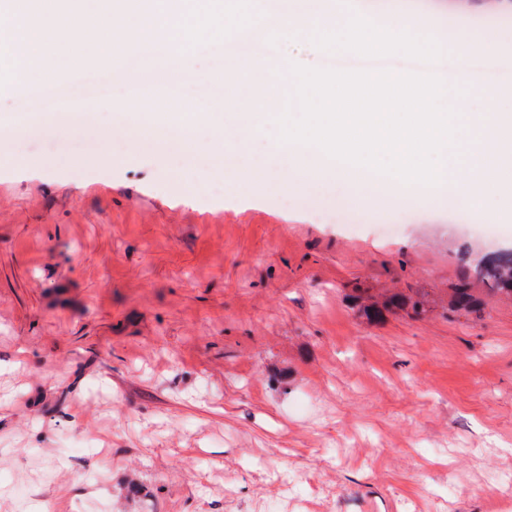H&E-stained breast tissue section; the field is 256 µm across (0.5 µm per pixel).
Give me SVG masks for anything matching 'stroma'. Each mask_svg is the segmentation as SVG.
Segmentation results:
<instances>
[{
	"mask_svg": "<svg viewBox=\"0 0 512 512\" xmlns=\"http://www.w3.org/2000/svg\"><path fill=\"white\" fill-rule=\"evenodd\" d=\"M362 3L378 24L493 15ZM274 53L273 82L322 65ZM221 74L191 49L76 128L0 88V512H512L485 493L512 474V303L449 305L460 249L512 248V223L444 188L397 227L326 223L335 184L285 167L208 194L134 120ZM116 140L134 156L90 164ZM390 292L426 313L361 314Z\"/></svg>",
	"mask_w": 512,
	"mask_h": 512,
	"instance_id": "stroma-1",
	"label": "stroma"
}]
</instances>
